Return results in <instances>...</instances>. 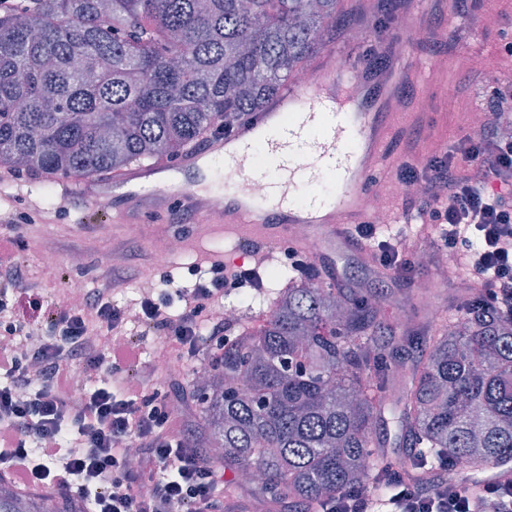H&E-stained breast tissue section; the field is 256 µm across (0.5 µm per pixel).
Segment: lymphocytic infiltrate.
Wrapping results in <instances>:
<instances>
[{"instance_id": "lymphocytic-infiltrate-1", "label": "lymphocytic infiltrate", "mask_w": 512, "mask_h": 512, "mask_svg": "<svg viewBox=\"0 0 512 512\" xmlns=\"http://www.w3.org/2000/svg\"><path fill=\"white\" fill-rule=\"evenodd\" d=\"M488 86L479 107L483 120L446 151L429 155L422 168L400 164L396 179L419 184L408 195L406 213L418 216L414 232L387 233L373 224L354 228L353 239L369 241L375 261L393 276L412 278L416 255L429 262L452 258L465 287L512 315V138L499 135L512 113V78L486 79L475 72L455 95ZM14 240L0 237V472L13 471L52 497L77 494L83 512H244L238 500L215 493L217 467L189 434L152 363L138 345L104 347L103 337L127 326L115 295L132 280L120 263L102 265L97 286L77 309L59 308L42 332L13 317L10 296L23 288L33 309L43 307L42 285L26 279L5 260ZM190 288H141L137 323L159 336L168 350L169 377L201 351L224 347V323L215 313L225 296L254 287L257 272L217 258L196 271ZM37 338L40 378L29 371L19 345ZM92 374L83 402L72 407L76 365ZM139 450L129 461V447ZM334 512H512V480L450 485L440 474L422 485L400 483L386 500L351 492Z\"/></svg>"}]
</instances>
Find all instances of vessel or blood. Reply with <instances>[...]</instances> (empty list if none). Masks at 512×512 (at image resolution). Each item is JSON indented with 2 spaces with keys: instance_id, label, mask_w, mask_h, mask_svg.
I'll return each mask as SVG.
<instances>
[{
  "instance_id": "obj_1",
  "label": "vessel or blood",
  "mask_w": 512,
  "mask_h": 512,
  "mask_svg": "<svg viewBox=\"0 0 512 512\" xmlns=\"http://www.w3.org/2000/svg\"><path fill=\"white\" fill-rule=\"evenodd\" d=\"M414 79L403 66L356 73L338 65L331 51L310 66L306 82L289 84L256 120L231 135H212L204 150L186 151L169 164L130 166L104 180L64 179L57 193L77 194L94 205L110 198L116 224L140 223L147 213L172 205L196 214L212 233L250 242L264 256L290 245L331 275L337 256L350 247L353 225L372 221L367 185L391 162L390 143L405 106L398 91ZM217 163L235 182L214 208L194 184L211 177ZM173 172L188 182L177 193L165 189ZM323 172L335 179L334 200L298 204L297 183ZM256 183L263 185L262 194L253 193Z\"/></svg>"
}]
</instances>
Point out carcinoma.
<instances>
[{"mask_svg": "<svg viewBox=\"0 0 512 512\" xmlns=\"http://www.w3.org/2000/svg\"><path fill=\"white\" fill-rule=\"evenodd\" d=\"M341 2L14 0L0 9V165L92 180L177 156L297 80L333 42ZM280 276L288 288L259 323L233 326L195 384L203 447L235 477L259 471L270 512L512 461L511 317L471 297L433 330L383 341L381 299ZM395 400L414 448L400 470L373 436ZM39 508L16 498L0 512Z\"/></svg>", "mask_w": 512, "mask_h": 512, "instance_id": "carcinoma-1", "label": "carcinoma"}]
</instances>
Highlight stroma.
<instances>
[{"instance_id": "1", "label": "stroma", "mask_w": 512, "mask_h": 512, "mask_svg": "<svg viewBox=\"0 0 512 512\" xmlns=\"http://www.w3.org/2000/svg\"><path fill=\"white\" fill-rule=\"evenodd\" d=\"M344 15L336 26L333 50L343 62H360L375 34L376 22L385 16L384 0H343ZM402 21L424 24L440 33H453L458 42L455 51L445 45L433 49L409 46L403 63L417 67L420 79L407 85L403 94L407 100L406 117L396 125L397 135L413 134L418 117L433 119L432 127L425 129L422 140L429 146L451 145L472 129L471 115L476 112L477 95L449 100L448 88L461 82L468 69H481L491 75H512V56L500 50L503 35H512V0H495L480 21H473L464 13L459 0H416L408 11L402 12ZM470 59L469 68H461V56ZM54 181L36 174L15 175L13 170L0 166V211L25 214L30 221L10 226L0 223V235L13 237V263L22 265L29 276L41 279L44 308L33 311L23 292H16L15 314L32 325L46 327L49 312L60 304L70 282L78 281L85 289H92L96 269L103 257L112 254L117 243L128 246L127 263L138 272L159 276L167 271L181 283H189V268L206 266L215 254L226 262L252 265L253 259L243 245L210 233L204 225L192 223L190 217L161 209L129 232L117 225L94 219V209L81 197L60 199L54 193ZM162 235L178 236L179 251L166 267L153 264V242ZM57 258L53 274H44L43 254ZM80 255V265H72L73 255ZM336 284L365 295L380 293L383 302V324L392 328L393 314H402L406 322L420 329L429 328L434 318L433 309L454 311L456 304L467 295L459 281L437 283L433 294L421 295L414 282L394 279L370 272L353 255L338 263Z\"/></svg>"}]
</instances>
